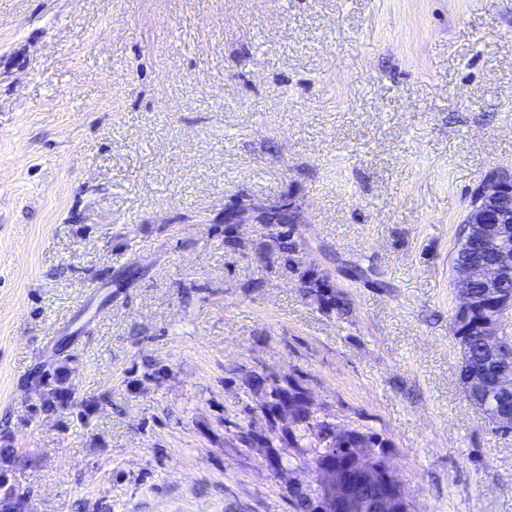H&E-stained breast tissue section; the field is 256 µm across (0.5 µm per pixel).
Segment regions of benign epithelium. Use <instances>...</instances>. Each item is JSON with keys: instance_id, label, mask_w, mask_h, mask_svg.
<instances>
[{"instance_id": "7a95c632", "label": "benign epithelium", "mask_w": 512, "mask_h": 512, "mask_svg": "<svg viewBox=\"0 0 512 512\" xmlns=\"http://www.w3.org/2000/svg\"><path fill=\"white\" fill-rule=\"evenodd\" d=\"M269 207L249 203L245 208L225 210L239 224H262ZM465 223L477 225L476 233L484 239V247L492 248L512 224V172L496 169L481 178L470 197ZM458 289L457 313L469 314L478 310L480 335L487 351L498 355L509 348L503 339L502 323L512 317V292L499 288L500 283L512 280V268L494 261L480 268L484 292L476 295L468 283L474 270L458 262L455 267ZM490 395L512 401V366L497 363L496 379L487 388ZM488 424L497 432L512 430V410L481 408ZM359 435L354 432H333L327 437L330 452L322 453L313 462L318 479L313 486L293 485L291 494L306 490L311 493L312 512H411L407 494L392 466L384 459L358 447Z\"/></svg>"}]
</instances>
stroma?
<instances>
[{
    "instance_id": "35a3bbf8",
    "label": "stroma",
    "mask_w": 512,
    "mask_h": 512,
    "mask_svg": "<svg viewBox=\"0 0 512 512\" xmlns=\"http://www.w3.org/2000/svg\"><path fill=\"white\" fill-rule=\"evenodd\" d=\"M512 168V0H0V471L27 512H293L269 380L412 512H512L451 264ZM294 198L291 235L228 224ZM318 276L338 304L308 294ZM70 355L84 419L40 412ZM272 208L273 205L269 207H258L250 203H245L244 209H227L224 211V214L233 212V218L239 224H267L264 223L265 215H267Z\"/></svg>"
}]
</instances>
